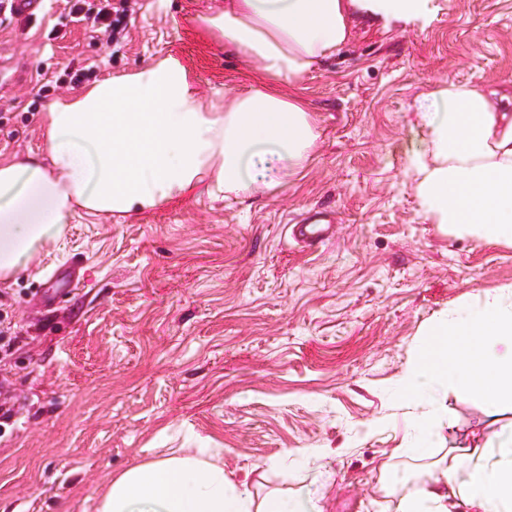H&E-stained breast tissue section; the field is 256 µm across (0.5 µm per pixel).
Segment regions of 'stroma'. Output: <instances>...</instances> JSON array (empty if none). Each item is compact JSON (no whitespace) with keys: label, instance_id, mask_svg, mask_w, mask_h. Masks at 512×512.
Wrapping results in <instances>:
<instances>
[{"label":"stroma","instance_id":"35a3bbf8","mask_svg":"<svg viewBox=\"0 0 512 512\" xmlns=\"http://www.w3.org/2000/svg\"><path fill=\"white\" fill-rule=\"evenodd\" d=\"M0 11V160L40 151V74L77 91L178 57L205 100L257 73L209 38L204 0H129L111 43L74 23ZM512 82V0H429L352 40L297 91L319 116L306 175L240 204L206 196L124 218L76 217L15 279L0 281V512H94L112 477L179 448H220L252 491L323 494L326 512H385L384 464L409 411L396 382L434 314L512 285V247L442 232L408 173L423 138L414 99L443 84ZM335 218L334 239L297 244L291 224ZM78 290L46 300L50 271ZM441 445L493 444L501 424L448 399ZM320 448L319 468L282 465Z\"/></svg>","mask_w":512,"mask_h":512}]
</instances>
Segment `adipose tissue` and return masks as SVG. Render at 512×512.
<instances>
[{
	"mask_svg": "<svg viewBox=\"0 0 512 512\" xmlns=\"http://www.w3.org/2000/svg\"><path fill=\"white\" fill-rule=\"evenodd\" d=\"M427 0H224L201 16L216 41L260 75L204 103L174 56L107 77L49 105L40 153L0 161V281L25 269L81 213L125 217L207 196L240 202L287 185L313 162L317 114L292 85L350 42L359 22L413 19ZM424 130L410 157L425 217L449 235L512 246V95L449 84L414 102ZM408 405L401 453L427 477L394 512H512V434L495 456L436 441L443 401H476L486 420L512 411V290L480 289L432 319L398 380ZM220 448H181L115 476L95 512H324L320 500L253 494Z\"/></svg>",
	"mask_w": 512,
	"mask_h": 512,
	"instance_id": "1",
	"label": "adipose tissue"
}]
</instances>
